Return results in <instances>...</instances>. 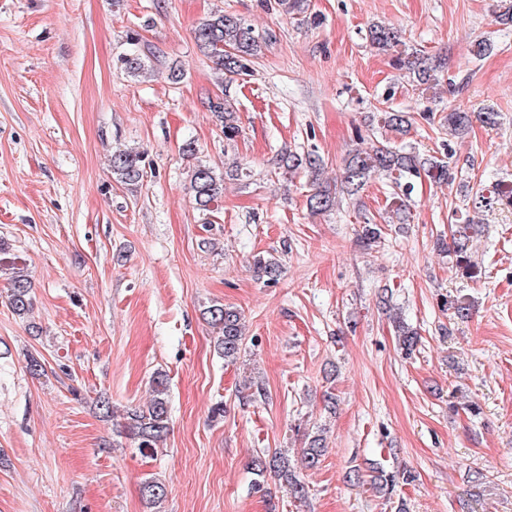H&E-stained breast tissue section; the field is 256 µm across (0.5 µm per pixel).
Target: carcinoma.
Here are the masks:
<instances>
[{"label": "carcinoma", "mask_w": 512, "mask_h": 512, "mask_svg": "<svg viewBox=\"0 0 512 512\" xmlns=\"http://www.w3.org/2000/svg\"><path fill=\"white\" fill-rule=\"evenodd\" d=\"M194 38L199 51L208 58L213 69L226 82L231 83L234 77L250 72V63L262 48L267 45L268 36L255 32L251 25L242 19L226 14L221 10L210 13L194 29ZM401 33L382 24L369 27L367 41L371 48L378 52H393L391 62L394 68L404 70L412 75L413 82L418 86H431L439 82L441 65L427 66L416 56L395 52L401 44ZM149 56L136 50L124 58L126 69L132 75H143L150 71ZM207 110L212 112L224 139L235 140L240 133L239 117L231 101L227 98H209ZM384 124L397 132L405 131L409 125V116L405 112H384ZM448 131L452 135H460L471 124L468 112L453 110L446 118ZM112 173L118 180L126 184H137L144 178L142 156L133 151L116 150L111 157ZM279 164L288 172L304 171L309 177L312 194L307 197V205L314 214L332 209L336 205L337 196L349 199L373 178L384 177L390 180L401 191L396 198L395 214L399 220L404 219L408 209V199L414 190V181L422 177L437 183L449 184L456 179V173L449 167L444 157L420 155L388 143L375 147L371 151L354 150L345 161L340 181L334 186L325 184L323 159L317 153L304 154L286 153L281 156ZM190 190L198 209L210 211L211 206L224 194V174L217 172L208 164L199 163L191 169ZM474 228L469 224H458L451 230L449 241L441 246L456 256L455 274L462 278L475 277L476 264L471 260L472 238ZM255 272L270 280L280 273V265L274 258L256 256L253 260ZM32 282L27 270L16 267L10 278L9 303L18 315L28 314L32 307ZM208 324L217 334V350L226 360H234L243 350L245 328L241 313L222 304H213L206 308ZM399 345L405 354H411L419 342V333L403 321L395 322ZM153 396L145 408H134L126 412L123 425L124 434L134 438L138 447L154 449L163 441L170 430V408L168 399V381L166 375L158 372L152 380ZM324 438L317 435L309 438L301 449V460L307 468H314L324 452ZM257 472L262 474L274 470L285 477L290 494L296 499L306 496L304 484L289 468L288 459L282 455L270 458L259 457L254 461ZM396 484V475L384 470L375 471L371 476L370 485L378 493L389 494ZM142 494L147 504L159 507L166 497L162 483L149 480L142 487Z\"/></svg>", "instance_id": "cac0c4a2"}]
</instances>
